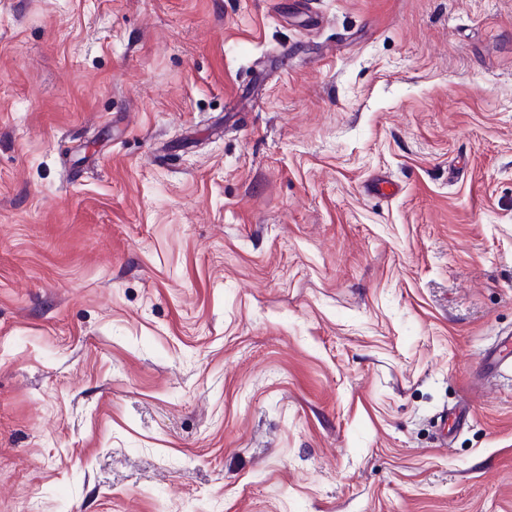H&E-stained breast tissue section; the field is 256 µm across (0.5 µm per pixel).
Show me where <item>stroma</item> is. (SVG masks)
Here are the masks:
<instances>
[{
    "mask_svg": "<svg viewBox=\"0 0 512 512\" xmlns=\"http://www.w3.org/2000/svg\"><path fill=\"white\" fill-rule=\"evenodd\" d=\"M510 333L512 0H0V512H512ZM512 369V336L506 337L499 348L486 358L485 373L491 378L500 376L504 368Z\"/></svg>",
    "mask_w": 512,
    "mask_h": 512,
    "instance_id": "1",
    "label": "stroma"
}]
</instances>
